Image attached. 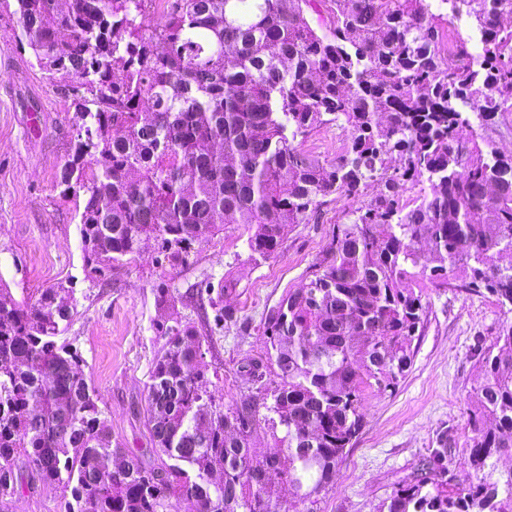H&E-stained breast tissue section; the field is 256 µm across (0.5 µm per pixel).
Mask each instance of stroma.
I'll return each mask as SVG.
<instances>
[{
    "label": "stroma",
    "instance_id": "35a3bbf8",
    "mask_svg": "<svg viewBox=\"0 0 512 512\" xmlns=\"http://www.w3.org/2000/svg\"><path fill=\"white\" fill-rule=\"evenodd\" d=\"M70 99L51 86L29 48L15 42V23L0 4V279L14 298L35 302L48 288H72L76 310L66 333L80 351L112 442L160 463L146 426L147 385L166 339L159 329L184 323L203 343V368L216 398L231 404L255 395L242 363L266 351L264 318L291 289L308 282L338 225L356 204L337 197L316 220L288 227L277 251L250 253L240 224L180 253L146 241L139 256L89 274L76 209L63 195L61 169L75 142ZM171 300L158 305L159 290ZM429 320L413 364L395 389L365 392L364 427L319 493L313 512H379L381 504L420 474L439 439L460 480L472 433L467 403L480 380L479 352L512 324L493 297L460 288L426 286ZM12 512H64L61 486L33 482Z\"/></svg>",
    "mask_w": 512,
    "mask_h": 512
}]
</instances>
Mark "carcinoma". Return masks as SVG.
<instances>
[{
	"label": "carcinoma",
	"instance_id": "cac0c4a2",
	"mask_svg": "<svg viewBox=\"0 0 512 512\" xmlns=\"http://www.w3.org/2000/svg\"><path fill=\"white\" fill-rule=\"evenodd\" d=\"M18 43L78 117L62 193L83 195L86 267L112 269L154 238L182 251L248 229L273 255L325 198L378 192L338 226L302 288L265 319L279 382L252 401L214 399L189 326H169L147 385V424L167 462L112 447L105 412L63 338L73 307L31 305L0 280V512L25 478L69 492L65 512H288L314 503L363 426L362 395L411 368L427 306L408 281L483 291L512 306V153L484 129L512 112V0H13ZM317 16L312 26L308 13ZM465 15L481 51L442 56L440 26ZM334 125L342 152L299 148ZM428 185L413 202L407 191ZM473 433L457 481L448 449L380 512H512V326L482 351ZM264 408L262 414L259 408ZM266 428L276 453L251 446ZM441 481L428 484V474Z\"/></svg>",
	"mask_w": 512,
	"mask_h": 512
}]
</instances>
